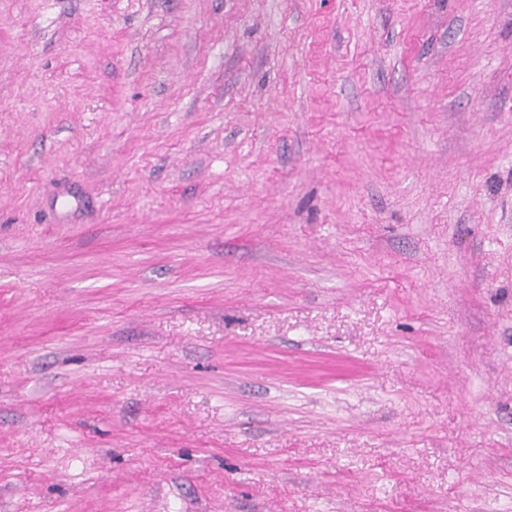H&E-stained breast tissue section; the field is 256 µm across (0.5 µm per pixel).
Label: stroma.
I'll return each mask as SVG.
<instances>
[{
    "mask_svg": "<svg viewBox=\"0 0 512 512\" xmlns=\"http://www.w3.org/2000/svg\"><path fill=\"white\" fill-rule=\"evenodd\" d=\"M0 512H512V0H0Z\"/></svg>",
    "mask_w": 512,
    "mask_h": 512,
    "instance_id": "obj_1",
    "label": "stroma"
}]
</instances>
